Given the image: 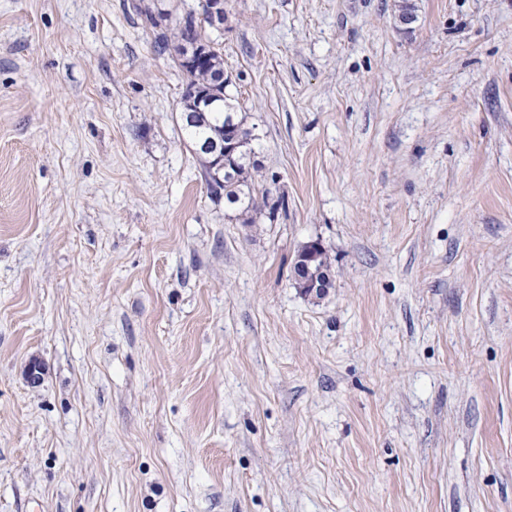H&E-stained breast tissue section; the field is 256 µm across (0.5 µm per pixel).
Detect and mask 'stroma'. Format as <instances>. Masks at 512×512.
<instances>
[{
	"instance_id": "obj_1",
	"label": "stroma",
	"mask_w": 512,
	"mask_h": 512,
	"mask_svg": "<svg viewBox=\"0 0 512 512\" xmlns=\"http://www.w3.org/2000/svg\"><path fill=\"white\" fill-rule=\"evenodd\" d=\"M127 2L0 0V512H512V0H224L253 224ZM308 248L299 253L297 264L298 271L295 274L296 278L312 292L327 291L332 285L333 276L331 269L324 267L312 268L315 253L323 248V245L318 240H312L307 243Z\"/></svg>"
}]
</instances>
